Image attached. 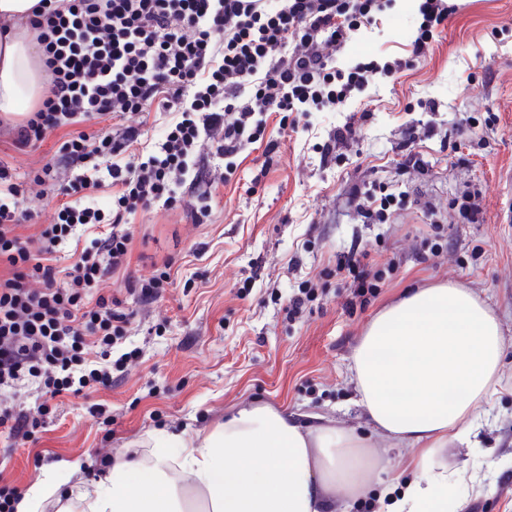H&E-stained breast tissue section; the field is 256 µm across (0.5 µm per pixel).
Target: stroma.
I'll return each mask as SVG.
<instances>
[{
  "mask_svg": "<svg viewBox=\"0 0 512 512\" xmlns=\"http://www.w3.org/2000/svg\"><path fill=\"white\" fill-rule=\"evenodd\" d=\"M391 2L346 42L337 66L408 59L419 0ZM454 2L456 12L420 59L390 77H370L344 109L295 112L285 128L272 115L266 137L274 152L258 143L242 154L236 174L216 190L208 223H193L191 193L183 205L133 218L129 270L100 293L133 312L114 352L136 348L139 359L111 386L76 396L42 402L30 388L11 389L9 405L44 410L45 423L24 441L0 435V482L23 492L64 461L146 456L159 431L210 430L251 400L362 426L350 367L368 323L406 288L451 282L498 313L507 354L493 426L477 447L451 450L448 461L478 465L486 477L464 512H512V223L500 221L512 209V189L503 183L512 175V0ZM430 101L437 112L426 111ZM353 114L354 140L338 159L322 161L308 129L322 134ZM418 119L432 122L434 134L404 145L406 126ZM61 142L57 135L19 150L0 136V160L26 181L24 205L37 224L51 222L59 199L27 178ZM409 152L423 157V168H403ZM371 182L409 193L389 223H361L349 203L354 188ZM473 189L482 194V212L470 223L451 204ZM419 238L434 250L422 262L414 253ZM355 241L376 268L400 263L364 305L349 304L345 280L324 274ZM167 260L171 286L155 302L139 303L128 276H151ZM305 279L315 298L289 318L288 299Z\"/></svg>",
  "mask_w": 512,
  "mask_h": 512,
  "instance_id": "obj_1",
  "label": "stroma"
}]
</instances>
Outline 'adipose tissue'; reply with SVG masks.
<instances>
[{
  "label": "adipose tissue",
  "instance_id": "obj_1",
  "mask_svg": "<svg viewBox=\"0 0 512 512\" xmlns=\"http://www.w3.org/2000/svg\"><path fill=\"white\" fill-rule=\"evenodd\" d=\"M37 0H0V113L21 112L44 90L27 16ZM505 343L499 317L453 284L410 288L372 320L353 357L352 379L369 428L362 434L261 403H245L194 437L164 431L150 458L122 457L97 481L83 461L45 471L16 512H333L336 490L357 499L388 482L375 512H459L466 468L443 461L475 445L480 406L500 392ZM417 449L407 477L370 436Z\"/></svg>",
  "mask_w": 512,
  "mask_h": 512
}]
</instances>
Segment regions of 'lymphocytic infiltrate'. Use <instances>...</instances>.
I'll use <instances>...</instances> for the list:
<instances>
[{
    "label": "lymphocytic infiltrate",
    "mask_w": 512,
    "mask_h": 512,
    "mask_svg": "<svg viewBox=\"0 0 512 512\" xmlns=\"http://www.w3.org/2000/svg\"><path fill=\"white\" fill-rule=\"evenodd\" d=\"M384 0H38L29 25L36 33L46 90L32 112L6 122L13 144L36 147L69 130L55 157L33 176L56 180L65 198L54 223L20 234L31 213L20 183L0 166V393L18 385L40 397L79 394L112 381L123 360L93 365L87 342L111 350L126 333L117 299L99 296L105 279L127 268L132 216L156 203L175 205L180 191L198 194L197 224L212 213L210 189L229 181L240 153L263 140L275 112L342 106L364 91L368 74L387 75L403 60L335 66V54ZM449 0H420L422 22L412 43L419 59L453 12ZM170 119L161 142L144 141L149 113ZM113 116L111 128L81 131ZM112 192V213L95 202ZM107 224L90 245L74 250L65 270L57 254L78 227ZM351 244L335 272L353 298L368 302L382 272Z\"/></svg>",
    "instance_id": "f902f5d3"
}]
</instances>
